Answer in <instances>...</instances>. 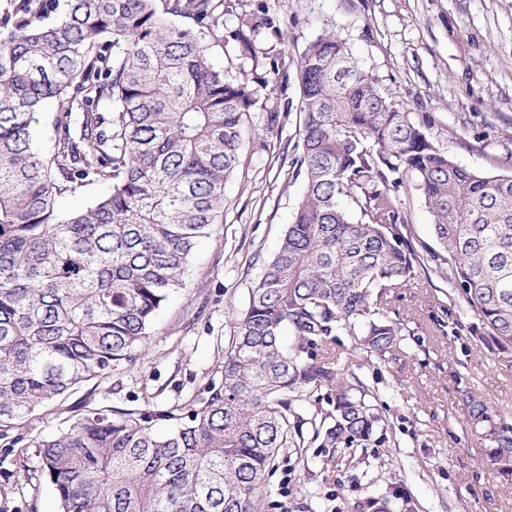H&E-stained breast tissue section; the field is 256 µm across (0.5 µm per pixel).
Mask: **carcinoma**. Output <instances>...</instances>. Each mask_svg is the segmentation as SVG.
I'll list each match as a JSON object with an SVG mask.
<instances>
[{"label": "carcinoma", "instance_id": "carcinoma-1", "mask_svg": "<svg viewBox=\"0 0 512 512\" xmlns=\"http://www.w3.org/2000/svg\"><path fill=\"white\" fill-rule=\"evenodd\" d=\"M51 0L0 3V435L74 387L136 362L158 311L184 285L198 242L224 210L246 112L276 82L216 67L206 37L259 65L262 11L224 32V0ZM193 20L178 27L171 17ZM301 126L291 159L304 192L275 255L203 391L154 414L86 398L32 440L59 512H263L282 450L301 427L324 448L365 447L383 422L369 389L335 358L386 361L405 328L393 294L421 262L393 194L414 180L433 218L426 263L471 321L453 333L512 351V174L460 166L398 110L327 30L297 62ZM56 108L55 143L33 145L34 116ZM95 184L91 206L59 200ZM294 342L284 348V331ZM325 399L308 419L295 402ZM469 428L512 469V424L477 391L459 390Z\"/></svg>", "mask_w": 512, "mask_h": 512}]
</instances>
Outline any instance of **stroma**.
<instances>
[{
    "mask_svg": "<svg viewBox=\"0 0 512 512\" xmlns=\"http://www.w3.org/2000/svg\"><path fill=\"white\" fill-rule=\"evenodd\" d=\"M225 30L266 8L279 35L262 33L261 66L233 46L213 42V64L231 74L273 78L289 72L274 97L247 114L239 162L224 185V214L197 246L186 285L159 311L153 335L132 364L81 384L26 422L18 443L0 439V512H58L35 470L29 439L53 432L92 395L105 405L159 412L184 403L212 379L245 311L263 260L277 250L304 191L289 161L298 139L299 87L294 75L306 45L325 29L346 39L379 90L468 170L512 174V0H232ZM280 122L268 127L266 115ZM414 245L432 243L433 220L414 183L398 189ZM447 282L418 271L390 305L408 331L396 359L361 358L355 372L388 418L368 448H323L306 440L276 461L266 512H362L369 496L410 495L419 512H512V475L488 462L491 442L465 424L459 392L477 390L512 423V352L491 351L477 337L446 334L462 317L449 305Z\"/></svg>",
    "mask_w": 512,
    "mask_h": 512,
    "instance_id": "35a3bbf8",
    "label": "stroma"
}]
</instances>
